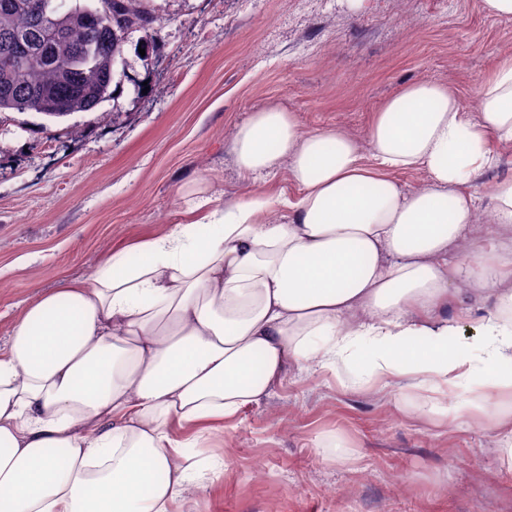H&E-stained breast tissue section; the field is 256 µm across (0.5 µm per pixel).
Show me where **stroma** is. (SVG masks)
<instances>
[{"label":"stroma","mask_w":512,"mask_h":512,"mask_svg":"<svg viewBox=\"0 0 512 512\" xmlns=\"http://www.w3.org/2000/svg\"><path fill=\"white\" fill-rule=\"evenodd\" d=\"M155 3L167 18L157 51L140 54V36L130 38L95 109L0 114V347L43 294L187 223L189 193L261 194L287 222L276 205L296 191L287 168L255 181L234 163L232 135L253 112L276 105L303 131L340 128L362 142L404 86L434 80L470 101L512 56V17L481 0ZM491 148L497 165L469 184L475 239L489 230L493 186L512 179V143ZM493 311L460 290L448 302L454 342L474 341ZM499 439L483 417L428 414L404 379L359 386L347 369L291 361L261 404L212 439L224 466L186 496L195 512H512Z\"/></svg>","instance_id":"35a3bbf8"}]
</instances>
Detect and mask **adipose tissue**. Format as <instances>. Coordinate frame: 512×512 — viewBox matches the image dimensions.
<instances>
[{"label":"adipose tissue","instance_id":"obj_1","mask_svg":"<svg viewBox=\"0 0 512 512\" xmlns=\"http://www.w3.org/2000/svg\"><path fill=\"white\" fill-rule=\"evenodd\" d=\"M492 137L512 142V57L469 103L437 81L407 85L363 145L301 131L276 106L254 112L231 150L248 177L287 167L288 223L261 195L198 197L195 222L114 250L14 323L0 348V512H172L221 465L188 449L260 404L291 360L406 379L451 422L512 396V321L489 319L476 352L449 346L442 314L461 282L512 310V250L495 235L448 262L477 212L468 184L497 163ZM401 170L428 181L404 190Z\"/></svg>","mask_w":512,"mask_h":512}]
</instances>
